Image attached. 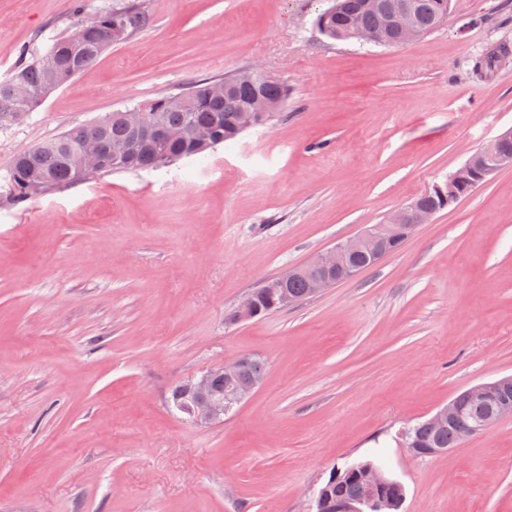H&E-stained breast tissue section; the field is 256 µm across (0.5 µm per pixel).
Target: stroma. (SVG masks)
Instances as JSON below:
<instances>
[{
	"label": "stroma",
	"mask_w": 512,
	"mask_h": 512,
	"mask_svg": "<svg viewBox=\"0 0 512 512\" xmlns=\"http://www.w3.org/2000/svg\"><path fill=\"white\" fill-rule=\"evenodd\" d=\"M147 22L0 127V512H315L377 460L402 512H512V418L436 457L400 430L512 375V168L350 281L261 320L266 279L444 181L512 128V0H450L402 47L335 41L323 0H141ZM69 0H0V80L74 29ZM262 64L280 118L208 158L24 203L14 158L66 129ZM264 359L222 423L170 407L216 363ZM273 279L274 277L268 279L260 287L256 288L252 292L254 294L255 303L252 300L251 294H248L241 301V303L234 310V322L251 321L255 317V319H261L273 313L284 310V308L280 306L277 295L271 291V288H266L269 283L273 281Z\"/></svg>",
	"instance_id": "stroma-1"
}]
</instances>
